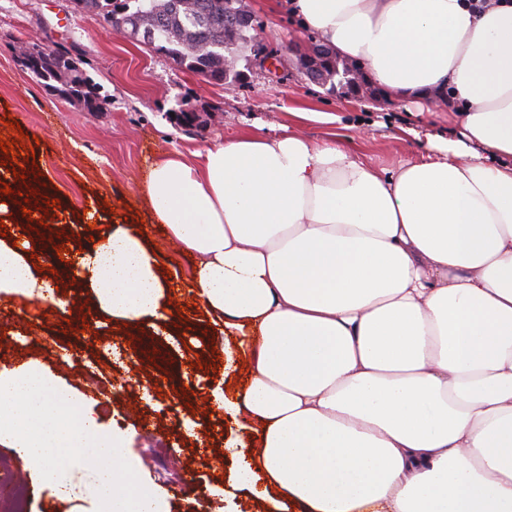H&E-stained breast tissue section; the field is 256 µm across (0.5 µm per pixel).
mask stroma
<instances>
[{
  "label": "stroma",
  "mask_w": 512,
  "mask_h": 512,
  "mask_svg": "<svg viewBox=\"0 0 512 512\" xmlns=\"http://www.w3.org/2000/svg\"><path fill=\"white\" fill-rule=\"evenodd\" d=\"M263 2L247 0L267 44L288 57L287 75L276 81L255 68L246 84L225 86L173 67L165 55L113 32L101 16L73 12L65 0H0V136L16 144L14 161L0 151V162L15 198H25L32 185L42 188L49 233L40 237L35 259L40 272L60 282L62 301L58 307L0 302V335L9 339L0 346V369L34 363L84 398L105 429L124 436L127 455L158 489L166 512H267V504L259 488L235 483V462L224 453L226 443L246 437L247 416L232 419L211 403L216 384L230 396L242 391L248 359L237 340L211 335L192 289L195 257L140 199L152 163L165 153L186 155L238 133L271 135L283 126L315 142L354 136L355 155L378 169L422 154L406 133L421 123L416 104L355 100L310 81L294 62L308 32ZM32 39L77 44L107 112L90 115L23 70L14 47ZM183 99L200 110L219 107L221 115L212 126L184 130L169 117ZM306 112H335L342 123L306 121ZM110 223L143 225L158 273L176 288L165 333L147 320H113L93 306L90 289L56 271L58 247L78 251ZM151 444L174 450L178 475L156 465ZM0 463L26 487V512H97L93 477L80 466L67 474L81 493L64 499L1 443Z\"/></svg>",
  "instance_id": "35a3bbf8"
}]
</instances>
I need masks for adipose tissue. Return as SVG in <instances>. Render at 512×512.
Segmentation results:
<instances>
[{"instance_id": "1", "label": "adipose tissue", "mask_w": 512, "mask_h": 512, "mask_svg": "<svg viewBox=\"0 0 512 512\" xmlns=\"http://www.w3.org/2000/svg\"><path fill=\"white\" fill-rule=\"evenodd\" d=\"M395 103L446 100L460 139L378 170L343 143L238 134L157 159L146 198L250 381L237 483L281 512H512V0H290ZM138 227L69 271L115 319L164 323ZM32 243L0 241V298L56 301Z\"/></svg>"}]
</instances>
